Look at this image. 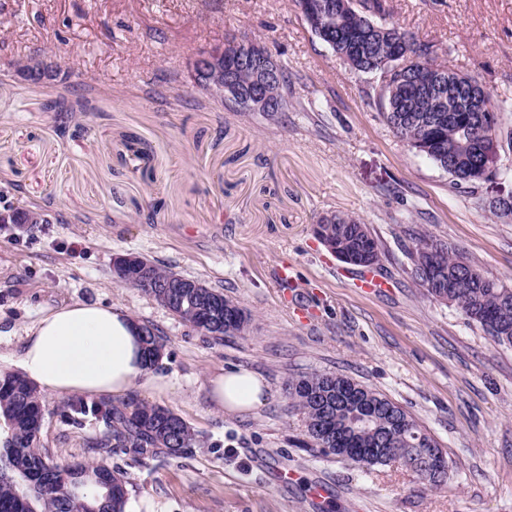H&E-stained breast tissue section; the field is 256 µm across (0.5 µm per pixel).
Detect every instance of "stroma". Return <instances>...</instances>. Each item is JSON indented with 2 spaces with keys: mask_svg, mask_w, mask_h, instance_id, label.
I'll return each instance as SVG.
<instances>
[{
  "mask_svg": "<svg viewBox=\"0 0 512 512\" xmlns=\"http://www.w3.org/2000/svg\"><path fill=\"white\" fill-rule=\"evenodd\" d=\"M386 21L435 45L512 122V0H385ZM254 41L288 70L283 112H238L195 86L190 64L227 40ZM51 53L63 79L36 86L11 69ZM375 74L351 73L294 0H0V189L44 223L0 227V370L18 371L26 332L79 301L112 306L164 344L153 374L174 391L138 400L202 436L187 453L116 455L125 512H512V347L428 296L407 254L424 231L463 249L512 288V216L486 201L512 174L473 185L411 150L385 122ZM330 213L368 224L383 281L314 236ZM134 254L199 280L251 318L217 340L141 289L115 283ZM288 265L293 281L281 283ZM247 368L268 382L260 409H216L209 375ZM341 373L401 405L447 454L448 481L400 466L365 473L307 446L289 377ZM46 396L54 461L95 462L102 431L68 425Z\"/></svg>",
  "mask_w": 512,
  "mask_h": 512,
  "instance_id": "1",
  "label": "stroma"
}]
</instances>
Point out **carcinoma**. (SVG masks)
<instances>
[{"mask_svg": "<svg viewBox=\"0 0 512 512\" xmlns=\"http://www.w3.org/2000/svg\"><path fill=\"white\" fill-rule=\"evenodd\" d=\"M313 13L305 16L311 30L357 74H377L380 64L396 58L400 70L382 77L380 106L394 134L412 150L447 172L454 184L476 181L484 165L479 142L497 128L506 142L512 130L503 127L506 106L486 91L472 89L475 79L448 70L438 62L435 45L381 21L383 0H306ZM32 83L55 80L58 69L33 59ZM268 83L262 112H283L291 94L283 66ZM256 69L239 68V93L234 104L251 112L249 93ZM322 235L364 263L380 255L379 244L361 219L336 213L319 220ZM408 255L416 279L434 300L458 310L501 346L512 347V288L492 278L463 251L450 248L426 233L413 238ZM143 291L182 321L217 339L244 332L250 317L231 298L208 287L186 288L178 305L169 303L165 285L176 274L157 265L148 268ZM149 366L161 356L163 343L151 329L142 335ZM288 394L305 419L306 435L323 457H336L361 470L400 465L432 488L447 482L448 468L429 465L431 451L446 456L439 444L400 405L385 395L341 374L311 372L288 380ZM44 396L18 373H0V512H125L127 481L119 467L106 463L59 464L40 441ZM92 414L104 433L88 443L104 458L112 454L155 457L176 455L200 444L190 425L172 410L130 397L118 404L83 398L66 403L65 421L82 424ZM388 448L386 454L371 452Z\"/></svg>", "mask_w": 512, "mask_h": 512, "instance_id": "obj_1", "label": "carcinoma"}]
</instances>
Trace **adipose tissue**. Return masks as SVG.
I'll return each mask as SVG.
<instances>
[{
    "label": "adipose tissue",
    "mask_w": 512,
    "mask_h": 512,
    "mask_svg": "<svg viewBox=\"0 0 512 512\" xmlns=\"http://www.w3.org/2000/svg\"><path fill=\"white\" fill-rule=\"evenodd\" d=\"M24 376L51 395H126L145 381L157 395L172 383L151 376L139 331L132 318L100 305L72 302L41 317L29 329L20 358ZM213 404L226 412L263 406L269 387L262 375L243 368L208 378Z\"/></svg>",
    "instance_id": "obj_1"
}]
</instances>
